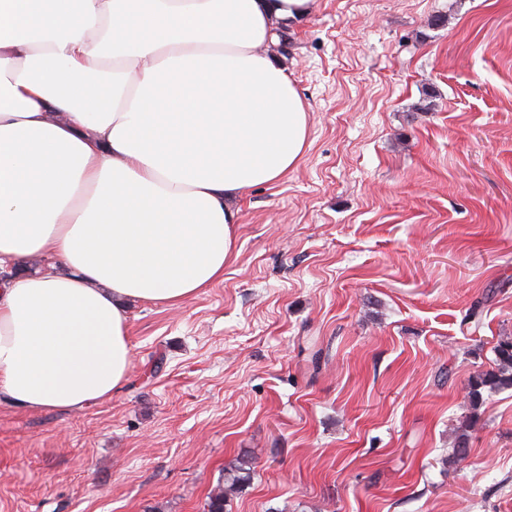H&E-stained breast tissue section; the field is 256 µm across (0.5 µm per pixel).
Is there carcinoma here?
<instances>
[{
    "instance_id": "carcinoma-1",
    "label": "carcinoma",
    "mask_w": 512,
    "mask_h": 512,
    "mask_svg": "<svg viewBox=\"0 0 512 512\" xmlns=\"http://www.w3.org/2000/svg\"><path fill=\"white\" fill-rule=\"evenodd\" d=\"M494 354V366L472 376L470 415L459 427L456 445L445 459V464L450 467L465 461L470 455L469 428L471 420L480 415L484 394L512 389V337L500 339L494 347ZM250 478V468L246 463L240 461L229 463L224 467L222 481L208 493L203 512H226V506L231 501V497L249 482Z\"/></svg>"
}]
</instances>
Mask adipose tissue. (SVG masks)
Segmentation results:
<instances>
[{"label":"adipose tissue","mask_w":512,"mask_h":512,"mask_svg":"<svg viewBox=\"0 0 512 512\" xmlns=\"http://www.w3.org/2000/svg\"><path fill=\"white\" fill-rule=\"evenodd\" d=\"M313 2L0 0L1 400L111 398L128 303L223 279L240 198L308 145L272 47Z\"/></svg>","instance_id":"ef3b65f1"}]
</instances>
